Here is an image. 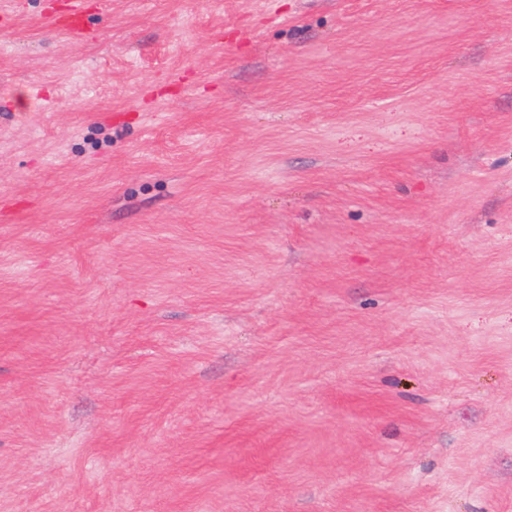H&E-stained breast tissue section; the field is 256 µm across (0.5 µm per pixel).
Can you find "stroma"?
<instances>
[{
    "instance_id": "1",
    "label": "stroma",
    "mask_w": 512,
    "mask_h": 512,
    "mask_svg": "<svg viewBox=\"0 0 512 512\" xmlns=\"http://www.w3.org/2000/svg\"><path fill=\"white\" fill-rule=\"evenodd\" d=\"M0 512H512V0H11ZM69 10L63 17L56 20V24L76 39L86 38V30L82 27L80 18L83 11L82 0H71Z\"/></svg>"
}]
</instances>
